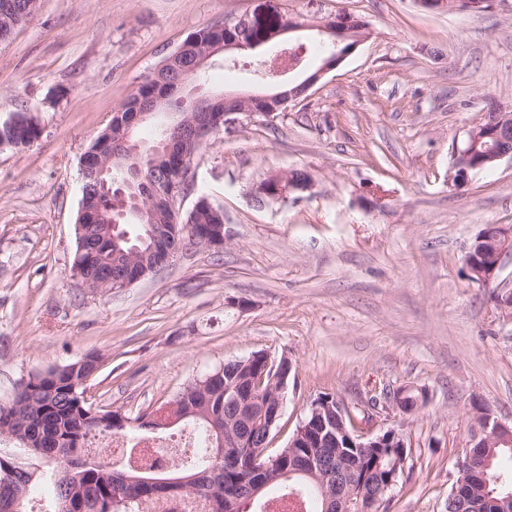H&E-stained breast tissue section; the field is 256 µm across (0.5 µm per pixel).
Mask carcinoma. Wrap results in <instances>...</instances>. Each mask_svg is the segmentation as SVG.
Returning a JSON list of instances; mask_svg holds the SVG:
<instances>
[{
	"label": "carcinoma",
	"instance_id": "obj_1",
	"mask_svg": "<svg viewBox=\"0 0 512 512\" xmlns=\"http://www.w3.org/2000/svg\"><path fill=\"white\" fill-rule=\"evenodd\" d=\"M183 43L189 49L207 50L214 44L212 27H203L189 36ZM330 39L314 33V41L301 59L298 70L307 68L308 61L316 57L323 61L328 57ZM179 66L159 71L156 79H144L137 91L122 105L121 116L112 117V134H117L121 123L130 112H139L147 104L160 100L173 109L181 105V93L177 87ZM39 124L26 113L0 124V145L26 147L38 138ZM85 206L92 210L94 220L86 225L90 245L75 250L72 269L74 271L97 272L110 264L119 265L130 261V257L118 254L114 249L112 235L106 226L109 200L89 194ZM214 206L207 198H200L195 210L177 218L179 224H215ZM115 235L126 236L130 244L120 243L123 249L136 244H148L147 227L135 218L119 225ZM100 358L97 353L87 354L70 363L50 368L43 373L28 377L21 384L10 405L0 406V436H12L17 444L28 443V457L35 469L15 475L8 482L0 480V512H34L27 509L30 486L39 478L52 484L54 510L59 512L61 501L69 496L85 500L89 512H107L113 499L115 471L127 468L115 466L112 460L91 451L88 439L96 433L118 434L135 428L131 420L123 428H115L112 418L119 413L94 405L88 395V377L92 362ZM223 376L215 377L216 371L189 382L173 399L156 407L160 412L164 406L178 404L187 414V421L194 424L205 437V447L189 460L174 467L182 476L192 478L193 488L166 492L162 487L146 484L128 485L125 495L133 498L130 507L121 512H158L160 507L171 503L181 506V512H224L214 505V500L229 499L234 502V512H267V505L275 499H296L310 512H324V490L319 478L299 473L303 458L310 449L297 444L288 450V471L292 475L274 479L269 474L260 475L249 448H226L222 457H217L216 429L232 417V411L224 404V382L240 380L246 393L263 402L271 396L270 374L272 368L262 358L246 365L242 360H228L221 366ZM401 440L392 438V447L372 449L365 454H353L350 448L343 449L342 462L351 489L365 490L372 494L389 479H398L406 458V449L400 447ZM512 457L511 448H469L459 463L455 484L468 490V496L458 499L448 496L446 512H493L487 508L485 498L504 497L512 493V476L498 470L499 459ZM270 481L268 487L255 499L249 498V487L256 479Z\"/></svg>",
	"mask_w": 512,
	"mask_h": 512
}]
</instances>
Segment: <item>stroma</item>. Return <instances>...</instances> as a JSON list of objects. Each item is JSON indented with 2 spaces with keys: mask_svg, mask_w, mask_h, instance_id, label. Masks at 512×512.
I'll use <instances>...</instances> for the list:
<instances>
[{
  "mask_svg": "<svg viewBox=\"0 0 512 512\" xmlns=\"http://www.w3.org/2000/svg\"><path fill=\"white\" fill-rule=\"evenodd\" d=\"M340 13L367 36L276 116L213 134L176 204L224 210L222 249H190L138 283L91 292L74 278L81 158L126 98L188 34L246 16ZM251 54L209 61L200 89H263ZM512 110V0L480 13L418 0H40L0 44V124L40 136L0 147V405L29 375L97 352L91 392L136 418L223 365L263 351L292 372L271 450L330 393L402 433L403 471L380 512H445L477 410L512 423V317L465 255L512 226V159L449 181L486 111ZM309 191L258 205L269 175ZM413 389L419 409L370 407ZM18 119H10L0 124V145L8 147H26L38 138L39 124L34 117L26 113H17Z\"/></svg>",
  "mask_w": 512,
  "mask_h": 512,
  "instance_id": "35a3bbf8",
  "label": "stroma"
}]
</instances>
